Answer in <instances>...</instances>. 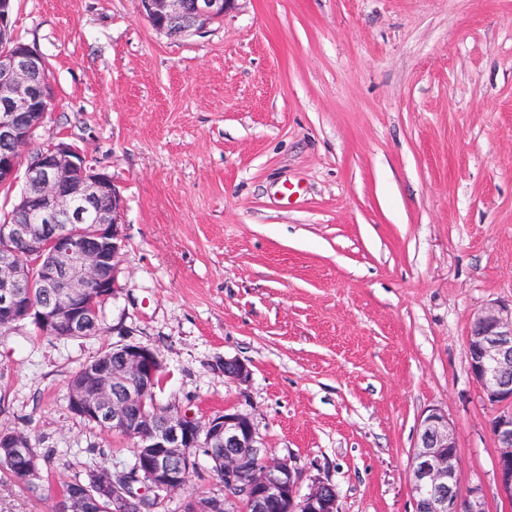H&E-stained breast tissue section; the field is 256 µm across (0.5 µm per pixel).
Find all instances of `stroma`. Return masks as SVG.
<instances>
[{"mask_svg": "<svg viewBox=\"0 0 512 512\" xmlns=\"http://www.w3.org/2000/svg\"><path fill=\"white\" fill-rule=\"evenodd\" d=\"M14 25L54 95L32 148L111 174L125 245L102 333L0 337V426L51 455L42 497L0 472V512H52L91 449L129 466L132 440L67 408L70 377L122 343L158 352L159 405L250 413L339 512H414L431 408L462 487L512 512L466 351L474 315L512 302V0H237L178 37L136 0H15ZM196 461L165 512L223 498Z\"/></svg>", "mask_w": 512, "mask_h": 512, "instance_id": "1", "label": "stroma"}]
</instances>
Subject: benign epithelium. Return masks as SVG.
Listing matches in <instances>:
<instances>
[{
  "label": "benign epithelium",
  "instance_id": "obj_1",
  "mask_svg": "<svg viewBox=\"0 0 512 512\" xmlns=\"http://www.w3.org/2000/svg\"><path fill=\"white\" fill-rule=\"evenodd\" d=\"M235 0H138L140 14L171 36L198 33L234 5ZM37 48L16 41L0 56V185L23 180L26 191L13 203V216L0 226V319L33 323L44 333L63 327L69 336L102 332L98 303L116 291V258L123 246L121 197L112 176L92 165L75 146L50 143L31 162L24 151L53 101ZM92 211L89 234L73 226ZM39 273L49 300L36 305L26 293ZM119 362L101 361L71 393V406L114 429L137 427L142 449L138 479L152 490L183 489L190 469L189 448H207L224 467V498L206 512H339L336 489L323 481L300 493V476L263 449L250 414L235 407L207 419L172 413L152 401L162 381L158 353L138 343L118 345ZM473 379L484 399L498 409L489 429L497 448L496 480L502 501L512 504V305L491 303L475 316L467 342ZM249 366L224 359V376L244 381ZM0 451L28 459L29 478L39 475L21 438L0 430ZM416 512H487L473 487L462 494L459 446L448 414L431 409L419 423L411 460ZM65 512H125L113 473L103 467L86 483L70 487Z\"/></svg>",
  "mask_w": 512,
  "mask_h": 512
}]
</instances>
